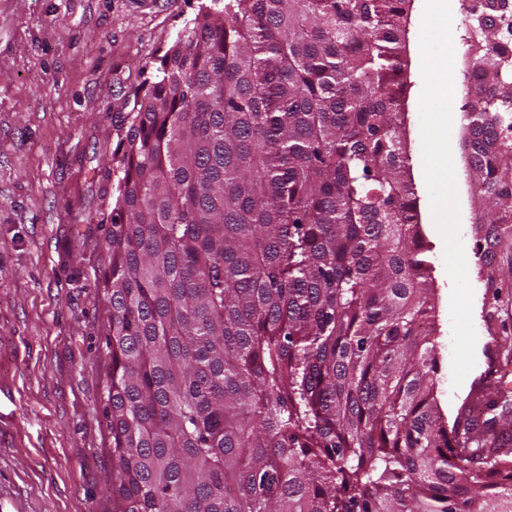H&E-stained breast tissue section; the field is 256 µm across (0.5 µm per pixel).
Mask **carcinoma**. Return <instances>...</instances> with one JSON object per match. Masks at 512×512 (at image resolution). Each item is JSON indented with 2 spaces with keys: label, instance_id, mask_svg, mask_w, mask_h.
<instances>
[{
  "label": "carcinoma",
  "instance_id": "carcinoma-1",
  "mask_svg": "<svg viewBox=\"0 0 512 512\" xmlns=\"http://www.w3.org/2000/svg\"><path fill=\"white\" fill-rule=\"evenodd\" d=\"M414 0H224L158 59L101 288L112 512H512V400L448 430L405 149ZM466 175L512 224V0H461Z\"/></svg>",
  "mask_w": 512,
  "mask_h": 512
}]
</instances>
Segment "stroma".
<instances>
[{
  "label": "stroma",
  "mask_w": 512,
  "mask_h": 512,
  "mask_svg": "<svg viewBox=\"0 0 512 512\" xmlns=\"http://www.w3.org/2000/svg\"><path fill=\"white\" fill-rule=\"evenodd\" d=\"M212 0H0V512H112V435L100 401L108 313L100 288L118 178L112 153L143 94L145 66ZM415 0L405 107L419 231L431 265L436 402L453 426L476 391H512V224L475 223L462 128L451 148L476 363L452 386L444 245L422 163Z\"/></svg>",
  "instance_id": "obj_1"
}]
</instances>
